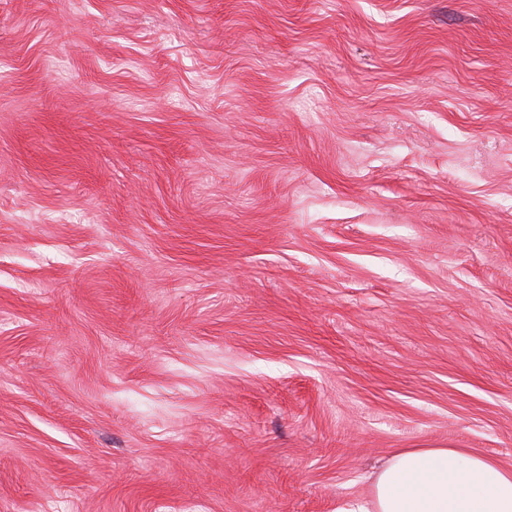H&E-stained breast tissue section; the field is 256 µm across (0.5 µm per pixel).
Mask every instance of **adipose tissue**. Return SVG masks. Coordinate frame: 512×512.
Instances as JSON below:
<instances>
[{"instance_id": "adipose-tissue-1", "label": "adipose tissue", "mask_w": 512, "mask_h": 512, "mask_svg": "<svg viewBox=\"0 0 512 512\" xmlns=\"http://www.w3.org/2000/svg\"><path fill=\"white\" fill-rule=\"evenodd\" d=\"M347 512H512V470L455 448H405Z\"/></svg>"}]
</instances>
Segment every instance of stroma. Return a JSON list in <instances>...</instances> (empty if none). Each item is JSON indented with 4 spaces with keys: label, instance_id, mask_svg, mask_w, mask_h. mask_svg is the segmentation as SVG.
I'll list each match as a JSON object with an SVG mask.
<instances>
[{
    "label": "stroma",
    "instance_id": "obj_1",
    "mask_svg": "<svg viewBox=\"0 0 512 512\" xmlns=\"http://www.w3.org/2000/svg\"><path fill=\"white\" fill-rule=\"evenodd\" d=\"M512 468V0H0V512H341ZM341 512H512V470L456 448H404L377 475L370 500Z\"/></svg>",
    "mask_w": 512,
    "mask_h": 512
}]
</instances>
